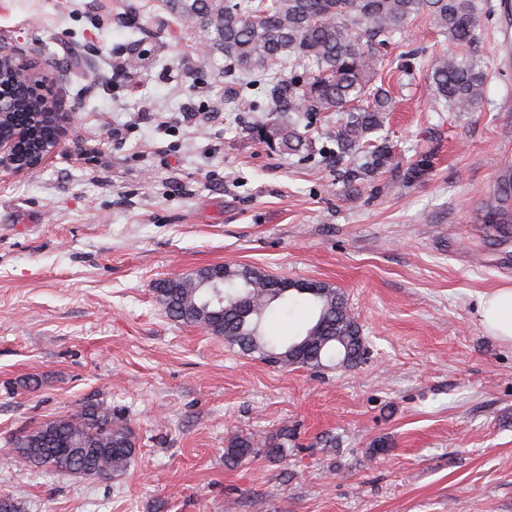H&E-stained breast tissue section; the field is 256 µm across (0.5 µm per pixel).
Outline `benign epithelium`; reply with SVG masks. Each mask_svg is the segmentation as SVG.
<instances>
[{"mask_svg": "<svg viewBox=\"0 0 512 512\" xmlns=\"http://www.w3.org/2000/svg\"><path fill=\"white\" fill-rule=\"evenodd\" d=\"M17 72L26 76L22 95L13 91ZM46 81L28 54L0 50V171L29 174L61 146L67 120L45 94Z\"/></svg>", "mask_w": 512, "mask_h": 512, "instance_id": "7a95c632", "label": "benign epithelium"}]
</instances>
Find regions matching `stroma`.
<instances>
[{
    "instance_id": "stroma-1",
    "label": "stroma",
    "mask_w": 512,
    "mask_h": 512,
    "mask_svg": "<svg viewBox=\"0 0 512 512\" xmlns=\"http://www.w3.org/2000/svg\"><path fill=\"white\" fill-rule=\"evenodd\" d=\"M499 25L479 111H435L420 69L397 93L383 134L403 167L433 147L425 178L356 191L320 129L308 159L253 136L223 52L200 59L206 31L165 0H0V48L60 66L70 114L42 168L0 173V462L91 402L137 449L118 477L21 464L0 492L24 512H512V346L476 314L512 287V232L477 219L512 165ZM234 263L339 288L368 360L277 368L158 305L162 280ZM284 427L288 459L225 466L232 436Z\"/></svg>"
}]
</instances>
